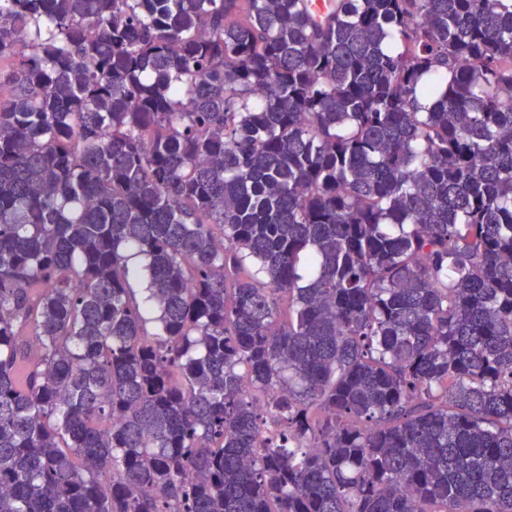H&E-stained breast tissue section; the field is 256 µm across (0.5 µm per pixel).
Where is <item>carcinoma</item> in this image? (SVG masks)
<instances>
[{
	"mask_svg": "<svg viewBox=\"0 0 512 512\" xmlns=\"http://www.w3.org/2000/svg\"><path fill=\"white\" fill-rule=\"evenodd\" d=\"M0 512H512V0H0Z\"/></svg>",
	"mask_w": 512,
	"mask_h": 512,
	"instance_id": "carcinoma-1",
	"label": "carcinoma"
}]
</instances>
